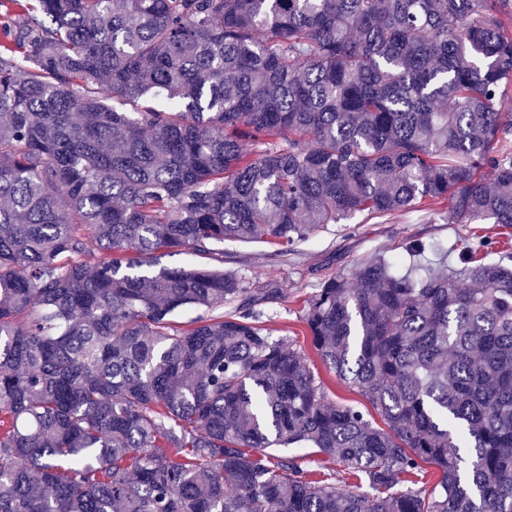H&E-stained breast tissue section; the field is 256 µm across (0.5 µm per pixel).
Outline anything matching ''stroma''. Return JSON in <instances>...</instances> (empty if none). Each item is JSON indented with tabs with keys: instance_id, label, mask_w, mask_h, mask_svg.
I'll list each match as a JSON object with an SVG mask.
<instances>
[{
	"instance_id": "35a3bbf8",
	"label": "stroma",
	"mask_w": 512,
	"mask_h": 512,
	"mask_svg": "<svg viewBox=\"0 0 512 512\" xmlns=\"http://www.w3.org/2000/svg\"><path fill=\"white\" fill-rule=\"evenodd\" d=\"M447 216L446 206L439 203L369 221L358 215L315 234L286 261L272 257L271 247L262 243L227 242L223 266L225 271L250 275L255 308L276 337L296 340L308 348L304 305L320 279L350 270L374 253H401L412 238L449 249L473 233L494 241L512 236V230L497 224H451Z\"/></svg>"
}]
</instances>
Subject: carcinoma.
<instances>
[{"label":"carcinoma","instance_id":"obj_1","mask_svg":"<svg viewBox=\"0 0 512 512\" xmlns=\"http://www.w3.org/2000/svg\"><path fill=\"white\" fill-rule=\"evenodd\" d=\"M511 1L0 0V512H512L511 251L318 285L307 335L370 411L250 278L146 270L424 200L512 227Z\"/></svg>","mask_w":512,"mask_h":512}]
</instances>
